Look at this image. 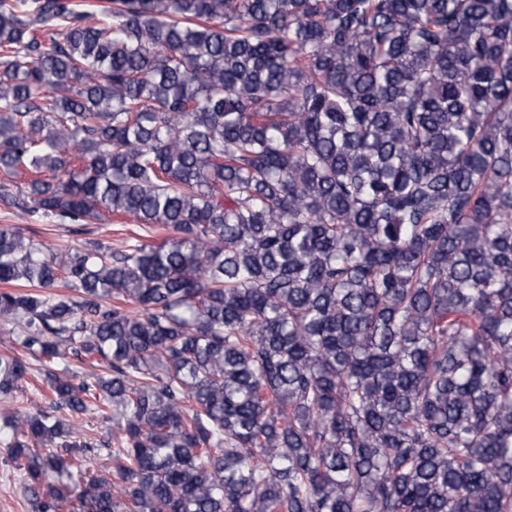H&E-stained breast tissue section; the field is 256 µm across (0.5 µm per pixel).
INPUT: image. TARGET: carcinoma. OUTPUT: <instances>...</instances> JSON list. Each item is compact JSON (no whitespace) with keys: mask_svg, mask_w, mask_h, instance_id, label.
Returning <instances> with one entry per match:
<instances>
[{"mask_svg":"<svg viewBox=\"0 0 512 512\" xmlns=\"http://www.w3.org/2000/svg\"><path fill=\"white\" fill-rule=\"evenodd\" d=\"M0 171L167 232L0 225L34 512H512V0H0ZM12 224L24 230V236L33 239L35 242H41L54 248L65 249L77 244H84L85 241L107 242L112 240V245H116L125 235L130 234V230L136 231V224H113L107 221L105 224H94V232L83 236L78 242L60 226L55 220L31 216L21 210L10 207L0 201V225ZM45 395L46 391L42 383L28 380L22 383L21 387L8 398L0 397V426L3 425V419L15 411H25L36 407L48 409L49 405L44 399Z\"/></svg>","mask_w":512,"mask_h":512,"instance_id":"cac0c4a2","label":"carcinoma"}]
</instances>
